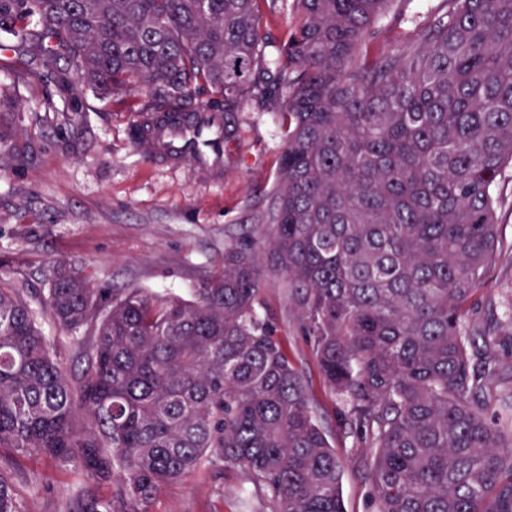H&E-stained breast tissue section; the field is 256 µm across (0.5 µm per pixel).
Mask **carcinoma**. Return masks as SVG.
<instances>
[{
	"label": "carcinoma",
	"instance_id": "1",
	"mask_svg": "<svg viewBox=\"0 0 512 512\" xmlns=\"http://www.w3.org/2000/svg\"><path fill=\"white\" fill-rule=\"evenodd\" d=\"M264 2L0 0L26 77L61 96L143 94L142 128L222 114L227 144L263 90L286 137L267 241L226 247L193 299L114 288L104 304L52 271L51 319L88 328L80 372L0 285V449L114 481L139 512L211 459L265 486L275 512H345L342 464L257 314L267 259L367 450L376 512H512V400L488 417L500 339L477 343L465 318L512 171V0H442L419 19L403 0H293L281 43L263 34ZM390 13L416 35L375 54ZM16 479L0 467V512H21Z\"/></svg>",
	"mask_w": 512,
	"mask_h": 512
}]
</instances>
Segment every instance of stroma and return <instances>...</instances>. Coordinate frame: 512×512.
Wrapping results in <instances>:
<instances>
[{"mask_svg":"<svg viewBox=\"0 0 512 512\" xmlns=\"http://www.w3.org/2000/svg\"><path fill=\"white\" fill-rule=\"evenodd\" d=\"M133 102L121 92L86 93L78 101L84 120L70 124L63 114L69 103L53 83L32 85L21 69H0V281L21 289L51 353L72 371L81 368L77 339L54 324L43 302L45 275L56 262L75 266L99 292L129 285L187 299L223 269L226 246L262 240L273 207L282 135L272 113L245 105L238 115L243 137L230 144L231 168L216 184L191 162L167 168L141 156L131 137L140 120ZM497 192L499 244L468 319L475 329L504 336L502 361L511 366L512 181H502ZM261 282L265 310L342 463L346 512H374L365 451L341 422L345 406L325 381L288 279L266 265ZM19 465L15 493L22 512H78L84 493L109 500L116 489L43 458ZM274 508L265 487L216 462L168 485L149 512Z\"/></svg>","mask_w":512,"mask_h":512,"instance_id":"stroma-1","label":"stroma"}]
</instances>
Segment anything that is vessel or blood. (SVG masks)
Wrapping results in <instances>:
<instances>
[{
	"instance_id": "obj_1",
	"label": "vessel or blood",
	"mask_w": 512,
	"mask_h": 512,
	"mask_svg": "<svg viewBox=\"0 0 512 512\" xmlns=\"http://www.w3.org/2000/svg\"><path fill=\"white\" fill-rule=\"evenodd\" d=\"M195 121V114H177L158 128L134 134V145L154 164L174 167L190 159L210 181H220L224 176V131L212 126L196 129Z\"/></svg>"
}]
</instances>
